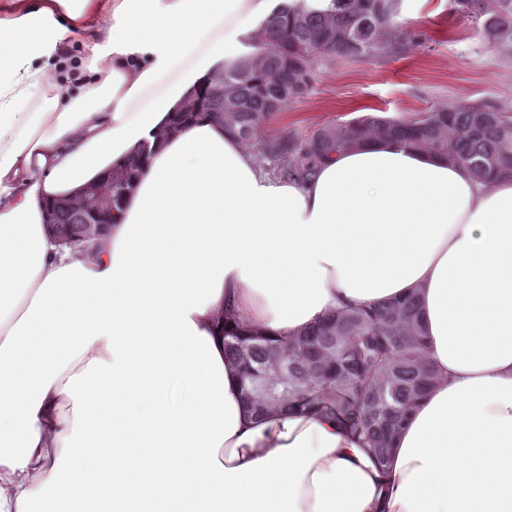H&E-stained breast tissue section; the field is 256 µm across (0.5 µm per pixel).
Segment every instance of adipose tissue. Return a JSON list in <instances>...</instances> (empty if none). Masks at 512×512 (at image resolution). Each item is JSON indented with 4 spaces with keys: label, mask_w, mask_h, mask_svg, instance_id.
<instances>
[{
    "label": "adipose tissue",
    "mask_w": 512,
    "mask_h": 512,
    "mask_svg": "<svg viewBox=\"0 0 512 512\" xmlns=\"http://www.w3.org/2000/svg\"><path fill=\"white\" fill-rule=\"evenodd\" d=\"M274 6L0 0V512H512V177L377 140L298 182L213 120L160 135ZM134 155L101 248H59L48 206ZM415 289L440 381L389 470L247 412L225 303L282 338Z\"/></svg>",
    "instance_id": "adipose-tissue-1"
}]
</instances>
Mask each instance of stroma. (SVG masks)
Returning a JSON list of instances; mask_svg holds the SVG:
<instances>
[{"label": "stroma", "instance_id": "obj_1", "mask_svg": "<svg viewBox=\"0 0 512 512\" xmlns=\"http://www.w3.org/2000/svg\"><path fill=\"white\" fill-rule=\"evenodd\" d=\"M396 25L399 53L319 61L309 93L276 112L263 136L305 135L369 112L408 116L463 97L512 105V62L484 45L451 0H402Z\"/></svg>", "mask_w": 512, "mask_h": 512}]
</instances>
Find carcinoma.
I'll list each match as a JSON object with an SVG mask.
<instances>
[{
  "instance_id": "obj_1",
  "label": "carcinoma",
  "mask_w": 512,
  "mask_h": 512,
  "mask_svg": "<svg viewBox=\"0 0 512 512\" xmlns=\"http://www.w3.org/2000/svg\"><path fill=\"white\" fill-rule=\"evenodd\" d=\"M453 3L479 26L488 47L512 60V0ZM400 9L401 0H332L327 11L305 0H280L248 38L253 51L211 77L188 98L184 113L223 123L280 178L310 180L333 155L372 139L440 156L479 182L511 176L512 107L497 103L459 100L402 118L364 115L307 137L260 138L272 114L309 92L316 62L397 53ZM138 160L128 159L112 175V207L118 211L137 187ZM106 202L103 188L76 201L59 198L51 205L54 223L80 240L89 211ZM224 356L241 370L249 407L334 416L383 469L405 418L437 381L425 356L415 293L329 314L286 340L231 325L224 330Z\"/></svg>"
}]
</instances>
